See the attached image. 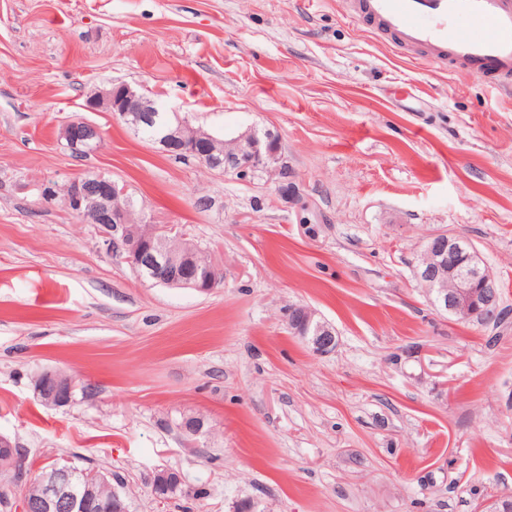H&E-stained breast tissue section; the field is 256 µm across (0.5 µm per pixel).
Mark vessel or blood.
Wrapping results in <instances>:
<instances>
[{"label":"vessel or blood","instance_id":"1","mask_svg":"<svg viewBox=\"0 0 512 512\" xmlns=\"http://www.w3.org/2000/svg\"><path fill=\"white\" fill-rule=\"evenodd\" d=\"M362 21L426 63L462 66L512 86V0H347Z\"/></svg>","mask_w":512,"mask_h":512}]
</instances>
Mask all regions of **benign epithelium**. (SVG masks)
I'll list each match as a JSON object with an SVG mask.
<instances>
[{
    "label": "benign epithelium",
    "instance_id": "1",
    "mask_svg": "<svg viewBox=\"0 0 512 512\" xmlns=\"http://www.w3.org/2000/svg\"><path fill=\"white\" fill-rule=\"evenodd\" d=\"M90 105L113 113L136 132L149 124L164 122L162 134L152 137V141L170 157L181 152L196 157L214 170L232 171L242 177L257 170L271 178L287 172L280 155L279 138L270 131L260 133L251 129L233 140L232 149L218 154L210 147L214 140L212 134L180 117L176 118V123H168L163 108L127 84L117 90L111 87L95 92ZM59 138L66 149L80 154L96 150L100 142L98 128L84 121L63 126ZM65 205L77 214L93 210L111 217L112 224L103 232L104 244L111 252L124 254L139 277L167 287L200 292L215 287L214 267L204 253L188 243L181 252L174 253L158 237L160 228L157 226L144 220L137 225L128 224L126 215L131 210V200L126 190L118 189L112 179L94 174L72 181ZM460 241L461 238L442 232L429 236L422 250L424 260L415 267V274L432 291L433 303L438 309L460 319L490 323L500 309L499 284L493 275L480 271L477 253L466 252L465 262L461 264L454 260V255L463 251ZM448 284L452 288H446ZM303 316L304 323L297 333L313 352L327 355L335 351L337 337L333 326L317 318L308 308L303 309ZM64 386L63 391L57 387L51 390L45 385L37 388L36 393L44 404L61 407L70 403L75 382L69 379ZM25 474L14 445L0 435V492L12 512H88L95 503L97 486L107 482L103 472L79 471L71 460L64 459L36 473L42 491L39 498L32 499L25 492L28 485ZM180 485L179 473L163 470L155 475L153 490L157 497L167 498L175 494Z\"/></svg>",
    "mask_w": 512,
    "mask_h": 512
}]
</instances>
